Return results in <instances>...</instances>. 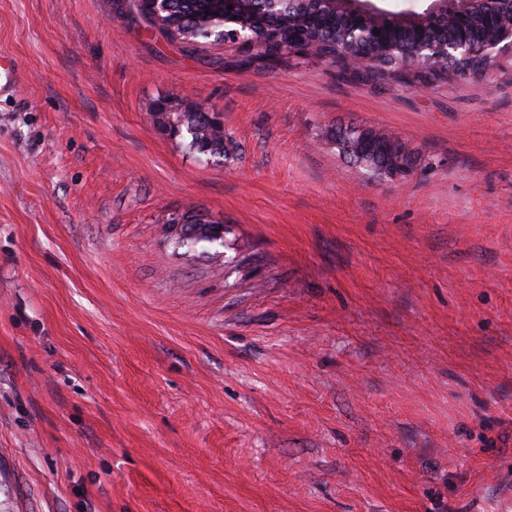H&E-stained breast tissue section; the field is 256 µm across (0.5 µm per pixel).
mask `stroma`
I'll list each match as a JSON object with an SVG mask.
<instances>
[{
  "label": "stroma",
  "mask_w": 512,
  "mask_h": 512,
  "mask_svg": "<svg viewBox=\"0 0 512 512\" xmlns=\"http://www.w3.org/2000/svg\"><path fill=\"white\" fill-rule=\"evenodd\" d=\"M0 51V512H512V57L375 85L134 0H0ZM347 125L421 164L366 177ZM23 75L17 62L0 53V90L10 89L18 91L23 83ZM153 112L157 114V123L169 128L172 133L179 131L181 135L188 136L185 145L190 153L213 157L216 152L219 154L216 157L224 159L236 150V145L224 138V127L204 120L202 113L197 110L182 111L169 102L164 109L161 106L157 110L153 108Z\"/></svg>",
  "instance_id": "obj_1"
}]
</instances>
